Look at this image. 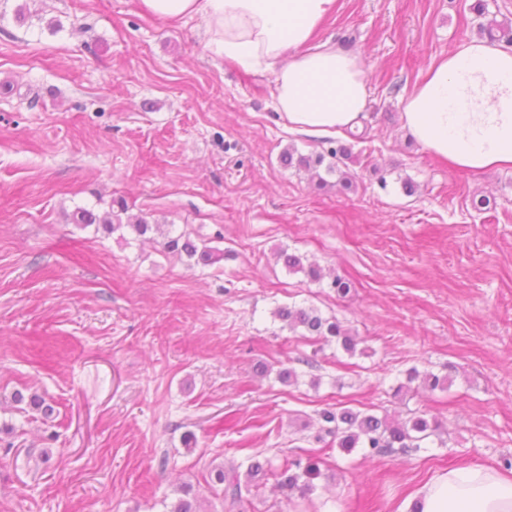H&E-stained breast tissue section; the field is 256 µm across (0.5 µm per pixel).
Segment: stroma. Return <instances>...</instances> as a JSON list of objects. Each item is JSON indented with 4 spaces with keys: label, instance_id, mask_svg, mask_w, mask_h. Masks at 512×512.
<instances>
[{
    "label": "stroma",
    "instance_id": "obj_1",
    "mask_svg": "<svg viewBox=\"0 0 512 512\" xmlns=\"http://www.w3.org/2000/svg\"><path fill=\"white\" fill-rule=\"evenodd\" d=\"M474 2L338 0L319 37L361 55L368 115L357 136L311 138L277 117L269 76L212 58L198 21L140 0H0V512H166L185 485L222 512L210 470L252 456L312 454L322 475L305 497L266 481L245 512H397L448 468L505 469L512 169L456 168L400 124L430 62L479 38ZM340 145L323 180L280 161ZM118 198L223 260L70 219ZM293 304L340 321L355 353L291 332L273 312ZM412 367L451 384L399 390ZM339 404L439 429L407 453L327 449L319 413ZM165 237L166 241L162 244L163 252L176 254L181 258L186 257L189 264L193 261L196 265L209 266L220 262L224 258L223 250L207 246L206 243L202 244L200 248L189 235L179 234Z\"/></svg>",
    "mask_w": 512,
    "mask_h": 512
}]
</instances>
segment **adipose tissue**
Instances as JSON below:
<instances>
[{
    "mask_svg": "<svg viewBox=\"0 0 512 512\" xmlns=\"http://www.w3.org/2000/svg\"><path fill=\"white\" fill-rule=\"evenodd\" d=\"M171 23L200 20L208 50L272 79L289 130L343 135L361 123L368 84L361 57L316 41L337 0H141ZM402 128L433 157L469 171L512 168V46L474 39L434 59L403 99ZM398 512H512V476L479 464L440 473Z\"/></svg>",
    "mask_w": 512,
    "mask_h": 512,
    "instance_id": "adipose-tissue-1",
    "label": "adipose tissue"
}]
</instances>
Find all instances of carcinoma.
I'll return each mask as SVG.
<instances>
[{
  "label": "carcinoma",
  "instance_id": "obj_1",
  "mask_svg": "<svg viewBox=\"0 0 512 512\" xmlns=\"http://www.w3.org/2000/svg\"><path fill=\"white\" fill-rule=\"evenodd\" d=\"M479 30L491 41L505 40L512 43V22H501L491 18L480 23ZM282 159L287 165L295 163L300 168L315 172L323 164L325 156L317 154L296 157L293 152L288 151L283 154ZM126 213L127 207L124 202L118 201L109 204L108 209L101 213L92 209L78 208L72 214V220L83 226L98 224L111 233L128 228L139 237L160 230V225L151 224L140 216L122 218ZM162 248L163 252L184 257L196 265H214L224 259L223 250L205 244L200 246L186 234L166 237ZM280 257L288 271L302 272L312 282L322 279L321 270L314 266H305L301 256L283 251ZM274 316L284 322L290 330L294 332L302 330L301 336L309 339L313 344L329 343L334 340L350 354L356 350V338L350 334L349 330L335 319L322 317L313 308L280 306L275 310ZM14 402L17 404L25 402L36 409L42 407L46 414L53 412V407L46 403L45 398L37 395L27 398L18 391L14 394ZM320 417L324 423L328 424L325 433L336 439V447L347 453L356 448H363L369 456L385 455L398 448L403 451L409 448L418 450L421 448V443L433 435L438 428L437 423H432L423 416L414 415L403 421L390 422L385 418L361 413L349 407L325 409ZM268 475L275 478L276 485L280 489L299 490L304 493L314 489V480L321 476V469L317 462L310 459L304 461L300 458H287L282 464L274 466L269 461L262 462L252 458L244 475L240 474L239 468L233 466L210 472L209 485L221 486L224 512H240L244 494L250 493L251 488ZM191 492L192 489L189 487L180 489L182 497L170 505L169 512H196L195 499L188 498Z\"/></svg>",
  "mask_w": 512,
  "mask_h": 512
}]
</instances>
